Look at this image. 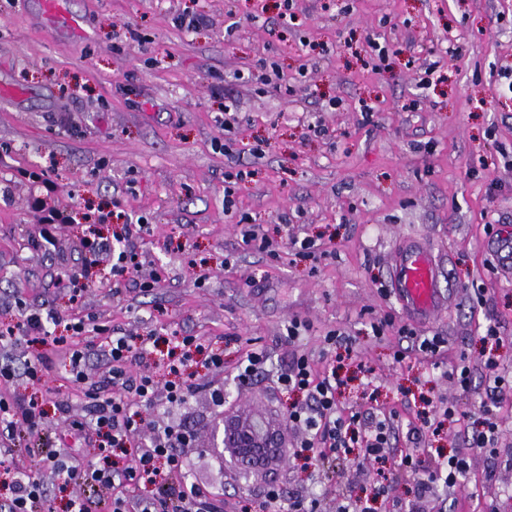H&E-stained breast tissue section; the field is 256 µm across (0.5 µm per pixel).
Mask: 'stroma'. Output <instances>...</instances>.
Wrapping results in <instances>:
<instances>
[{
  "mask_svg": "<svg viewBox=\"0 0 512 512\" xmlns=\"http://www.w3.org/2000/svg\"><path fill=\"white\" fill-rule=\"evenodd\" d=\"M281 0H63L78 30L49 32L40 0H0V317L30 310L81 311L96 324L141 336H199L224 349V370L201 377L179 411L157 419L195 437L189 482L224 492L223 512H262L264 490L314 498L336 512L332 464H276L243 480L220 469L209 446L222 415L263 413L282 425L288 447L302 432L286 425L289 400L272 383L237 384L246 354L265 350L272 370L299 354L324 367L335 331L353 341L341 407L398 410L396 445L467 448L471 474L454 494L436 493L422 512H512V414L500 418L499 453L471 449L472 428L447 427L418 440L408 424L414 397L431 396L478 412L490 402L483 362L512 374V260L485 247L489 232H512V0H295L281 23ZM206 25L181 28L179 15ZM139 38L126 39L127 29ZM279 71L283 92L262 79ZM371 113H364V106ZM322 127L319 135L308 124ZM52 164V187L33 176ZM247 171L224 207L225 173ZM47 205L140 217L137 241L155 287L112 290V260L78 300L54 286L59 264L82 261V228L63 224L36 249ZM278 242L276 254L243 241L244 231ZM321 250L304 258L286 234ZM424 239L439 261L438 287L450 302L428 323L403 313L393 291L394 253ZM395 329L374 335V320ZM303 327L289 341L292 320ZM500 330V344L481 338ZM409 327L410 336L399 327ZM440 337L439 361L414 351ZM406 351L396 360V351ZM50 371L37 385L18 379L6 396L45 393L37 448L59 447L84 420L87 384L49 342L22 343ZM472 370L469 390L449 373ZM224 405L215 407L214 388Z\"/></svg>",
  "mask_w": 512,
  "mask_h": 512,
  "instance_id": "obj_1",
  "label": "stroma"
}]
</instances>
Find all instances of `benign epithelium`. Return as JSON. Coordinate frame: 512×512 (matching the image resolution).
I'll use <instances>...</instances> for the list:
<instances>
[{"label": "benign epithelium", "mask_w": 512, "mask_h": 512, "mask_svg": "<svg viewBox=\"0 0 512 512\" xmlns=\"http://www.w3.org/2000/svg\"><path fill=\"white\" fill-rule=\"evenodd\" d=\"M211 443L219 459L224 458V450H229L234 456L236 468L244 475L257 471L248 453L250 448H263L273 459L286 457L282 430L263 415H252L243 422L214 425Z\"/></svg>", "instance_id": "7a95c632"}]
</instances>
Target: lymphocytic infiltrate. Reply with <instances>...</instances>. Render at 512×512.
<instances>
[{
    "instance_id": "obj_1",
    "label": "lymphocytic infiltrate",
    "mask_w": 512,
    "mask_h": 512,
    "mask_svg": "<svg viewBox=\"0 0 512 512\" xmlns=\"http://www.w3.org/2000/svg\"><path fill=\"white\" fill-rule=\"evenodd\" d=\"M147 230L144 220L128 219L112 236L95 233L86 236L83 247L89 253L88 258L78 268L58 272L55 284L66 288L77 283L90 287L97 280L95 257L108 255L112 258L114 288H121L129 281L153 287L161 279L159 271L142 276V264L133 248L134 240L142 238ZM58 324L64 325L66 332L52 336L51 328ZM84 329V318L76 315L65 323L53 311L41 314L23 310L14 322L0 326V351L8 352L32 336L51 339L64 349L76 379L83 380L87 378L84 366L90 350L78 346L74 338ZM151 342L148 336L112 334L103 351L105 367L92 381L89 417L77 426L79 435L95 440L101 452L131 451L132 458L124 467L108 461L101 465H73L61 451L42 448L38 451L41 475L19 471L12 451L42 424V402L36 397L15 400L0 396V489L6 494L0 502V512H36L46 500L42 478L46 472L74 484L76 491L69 499V512H93L90 502L80 492L84 486L112 490L108 512H158L163 497L174 500L172 512H221L216 496L181 480L190 451L185 432L177 426L156 422L149 410L159 403L171 411L182 408L197 388L194 375L187 371L189 364L198 361L209 372L217 373L224 369V357L218 352H207L198 337H178L175 343L179 354L166 361L171 379L161 385L151 374L136 368L137 362L150 354ZM268 360L265 352L248 353L240 364L237 378L245 384L271 377L281 392L293 395L288 422L302 431L293 458L315 466L329 459L348 460L354 450H361L364 461L377 474L372 498L390 499L395 512H419L420 500L433 495L438 487H456L467 475L471 465L468 453L446 456L429 450L420 454L411 448H394L393 421L398 417L397 412L383 415L367 429L363 426L362 410L340 409L338 395L345 380L336 364H328L323 372L317 373L308 357L300 355L287 369L273 373L267 367ZM485 367L493 404L482 410L474 445L492 452L497 448L499 435L494 406L512 395V378L501 373L496 358H487ZM141 435L146 438L145 444L135 446L136 437ZM402 480L412 482L413 500L405 502L396 498V486Z\"/></svg>"
}]
</instances>
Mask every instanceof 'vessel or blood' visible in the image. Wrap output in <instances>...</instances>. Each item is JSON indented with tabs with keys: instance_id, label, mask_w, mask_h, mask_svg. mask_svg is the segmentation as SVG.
Masks as SVG:
<instances>
[{
	"instance_id": "obj_1",
	"label": "vessel or blood",
	"mask_w": 512,
	"mask_h": 512,
	"mask_svg": "<svg viewBox=\"0 0 512 512\" xmlns=\"http://www.w3.org/2000/svg\"><path fill=\"white\" fill-rule=\"evenodd\" d=\"M438 267L428 246L408 241L396 256L394 290L402 309L410 316L433 318L444 302L437 285Z\"/></svg>"
}]
</instances>
